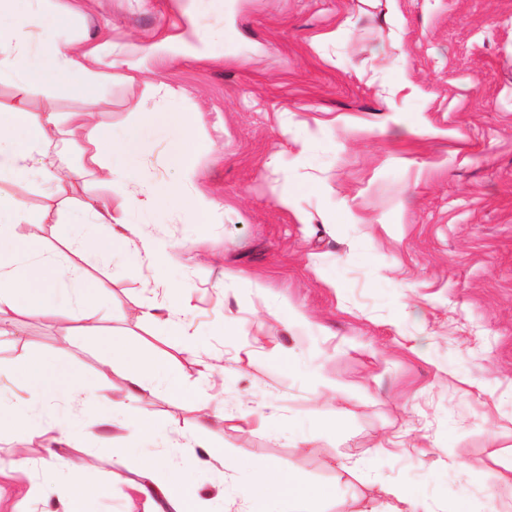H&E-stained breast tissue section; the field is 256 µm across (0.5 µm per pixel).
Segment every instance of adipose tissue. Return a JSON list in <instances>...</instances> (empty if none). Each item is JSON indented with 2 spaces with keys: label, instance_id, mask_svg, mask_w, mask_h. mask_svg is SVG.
Masks as SVG:
<instances>
[{
  "label": "adipose tissue",
  "instance_id": "adipose-tissue-1",
  "mask_svg": "<svg viewBox=\"0 0 512 512\" xmlns=\"http://www.w3.org/2000/svg\"><path fill=\"white\" fill-rule=\"evenodd\" d=\"M10 0H0V84L19 89L40 84L49 77L74 78L73 88L86 101H93L99 76L85 68L81 54L72 46H60L50 40L48 27L39 16L20 15L9 7ZM58 115L53 112H30L19 105H0V181L41 179L47 186L60 189L97 172L109 183L128 187L139 177L134 162L144 133V121H137L115 133L94 125L90 112H73L67 117L75 129L90 128V147L80 166L51 162L57 151L52 133L57 130ZM155 124L167 131L170 162L183 170L186 178H194L196 163L194 139L189 132L190 120L178 112L154 116ZM192 203L201 212H208L210 203L189 200L183 186H166L140 197H125L123 217L112 214L108 201H88L82 206L83 220L78 224L61 225L59 234L66 245L82 253L94 249L100 258L131 260L153 269L154 279L145 286L148 293L168 290L164 276L173 245L160 244L131 215L161 205ZM42 214L28 210L12 196L0 194V314L22 311L27 317L49 313L69 316L81 321L85 341L99 343V324L106 314L99 306L95 286L84 270L64 264L58 254L35 238L19 233L23 224L43 223ZM110 357L124 370L128 398L133 406L117 416V424L135 429L145 439H153L160 427L151 413L136 408L140 394L149 385L160 383L171 393L184 394L179 373L160 357L126 339L112 342ZM15 371L30 385V398L15 406L9 427L31 433L55 432L67 436L68 428L50 411L60 400L82 403L96 400L97 394L80 377L62 363L38 352L28 354ZM178 465H171V458ZM219 448H169L154 451L144 458L138 478L131 485L141 494L159 498L166 512H210L207 505L197 503L183 484L182 467L221 461ZM167 468L168 484L153 480L156 469ZM244 501L271 498L274 512H319L325 489L309 486L287 473L279 464L265 462L251 469L248 484L239 491Z\"/></svg>",
  "mask_w": 512,
  "mask_h": 512
}]
</instances>
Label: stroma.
Listing matches in <instances>:
<instances>
[{"label":"stroma","mask_w":512,"mask_h":512,"mask_svg":"<svg viewBox=\"0 0 512 512\" xmlns=\"http://www.w3.org/2000/svg\"><path fill=\"white\" fill-rule=\"evenodd\" d=\"M15 10L42 15L55 43L94 52L99 127L151 112L203 117L191 191L215 208L134 217L179 248L165 275L185 288L188 343L138 320L151 269L86 261L58 237L84 202L108 199L120 213L111 185L0 184L48 215L22 235L85 266L110 313L104 336L145 345L188 389L222 400L227 422L200 442L226 464L186 467L194 497L242 512L250 462L273 461L329 488L324 512L341 501L389 512L391 484L441 512H485L489 471L512 465V0H16ZM0 104L86 106L56 80L0 85ZM139 159L131 194L182 182L163 131L146 129ZM77 334L60 315L0 318L1 407L29 398L12 367L34 350L104 398L55 407L67 438L0 433L10 468L0 512H63L53 451L82 471L89 512H159L158 498L127 492L145 444L104 422L105 404L126 401L123 372ZM216 352L225 370L213 379ZM142 405L166 422L167 445L192 444L188 401L151 388Z\"/></svg>","instance_id":"stroma-1"}]
</instances>
